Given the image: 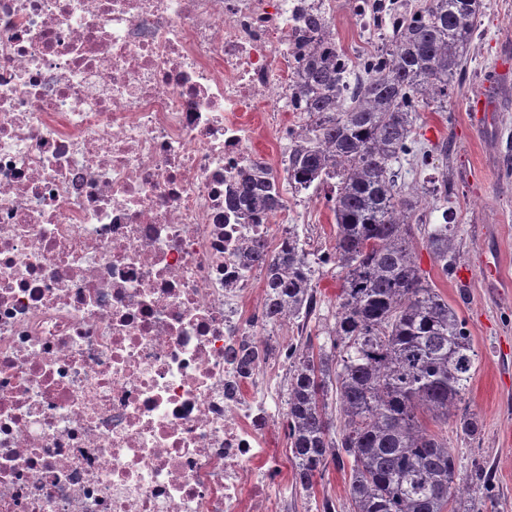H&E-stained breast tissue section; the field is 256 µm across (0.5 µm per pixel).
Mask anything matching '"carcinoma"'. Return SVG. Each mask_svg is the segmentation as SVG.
Masks as SVG:
<instances>
[{
	"instance_id": "cac0c4a2",
	"label": "carcinoma",
	"mask_w": 512,
	"mask_h": 512,
	"mask_svg": "<svg viewBox=\"0 0 512 512\" xmlns=\"http://www.w3.org/2000/svg\"><path fill=\"white\" fill-rule=\"evenodd\" d=\"M482 0H421L393 20L390 43L364 56L349 81V59L328 14H296L299 71L293 109L308 123L291 144L283 173L257 164L241 175L237 207L281 206L279 182L296 192L332 184L334 264L345 271L335 323L323 342L292 347L284 412L295 484L311 493L328 463L348 470L350 512H461L464 500L494 503L484 467L476 482L455 483L448 442L426 420L446 422L469 390L479 355L465 321L417 263L420 244L445 277L456 269L453 224H432L418 239V199L439 192L422 184L405 193L394 164L418 153L421 112L466 72ZM245 261L265 262L268 318L309 315L314 268L298 233L271 258L250 245Z\"/></svg>"
}]
</instances>
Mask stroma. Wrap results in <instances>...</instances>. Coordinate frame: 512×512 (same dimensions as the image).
<instances>
[{
	"label": "stroma",
	"mask_w": 512,
	"mask_h": 512,
	"mask_svg": "<svg viewBox=\"0 0 512 512\" xmlns=\"http://www.w3.org/2000/svg\"><path fill=\"white\" fill-rule=\"evenodd\" d=\"M479 34L468 49L463 89L452 92L445 107L425 108L416 123V137L427 162L405 161L398 183L412 191L424 181L447 179L448 197H427L417 211L423 224L449 221L457 227L458 274L442 277L426 249L418 263L437 291L465 320L479 353L470 389L456 414L435 430L448 442L460 481L471 478L474 461L483 460L497 487L494 507L483 512H512V293L486 287L482 267L489 255L499 256L505 277L512 279V68H500L505 52H512V0H483ZM336 41L351 61L388 44L391 27L370 32L361 25L353 5L330 10ZM495 101L490 124L474 126L467 119L475 92ZM330 186L300 193L310 205L309 223L299 225L301 238L318 235L333 243L335 218L326 203ZM314 284L320 297L307 324L312 333L331 329L342 285L340 268L316 265ZM475 417L480 431L469 435L462 416ZM335 512H349L344 474L329 466L316 480L312 496L288 489L293 512H316L322 500Z\"/></svg>",
	"instance_id": "35a3bbf8"
}]
</instances>
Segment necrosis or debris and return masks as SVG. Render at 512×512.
<instances>
[{
    "label": "necrosis or debris",
    "mask_w": 512,
    "mask_h": 512,
    "mask_svg": "<svg viewBox=\"0 0 512 512\" xmlns=\"http://www.w3.org/2000/svg\"><path fill=\"white\" fill-rule=\"evenodd\" d=\"M296 3L0 0V512H276L304 326L243 254L301 213L226 195L298 132Z\"/></svg>",
    "instance_id": "necrosis-or-debris-1"
}]
</instances>
